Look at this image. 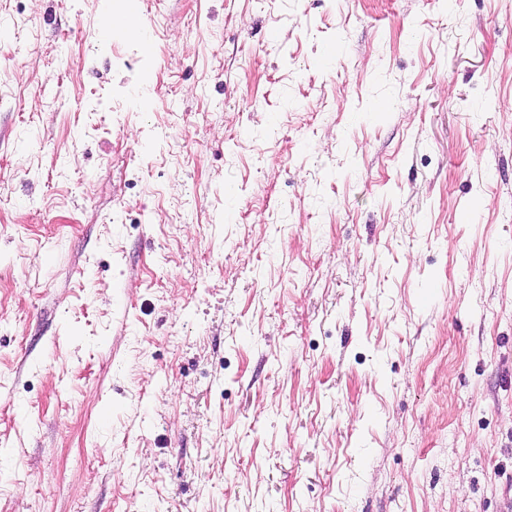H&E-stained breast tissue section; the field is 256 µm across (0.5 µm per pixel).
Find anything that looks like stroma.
I'll return each mask as SVG.
<instances>
[{
  "mask_svg": "<svg viewBox=\"0 0 512 512\" xmlns=\"http://www.w3.org/2000/svg\"><path fill=\"white\" fill-rule=\"evenodd\" d=\"M0 512H512V0H0Z\"/></svg>",
  "mask_w": 512,
  "mask_h": 512,
  "instance_id": "stroma-1",
  "label": "stroma"
}]
</instances>
